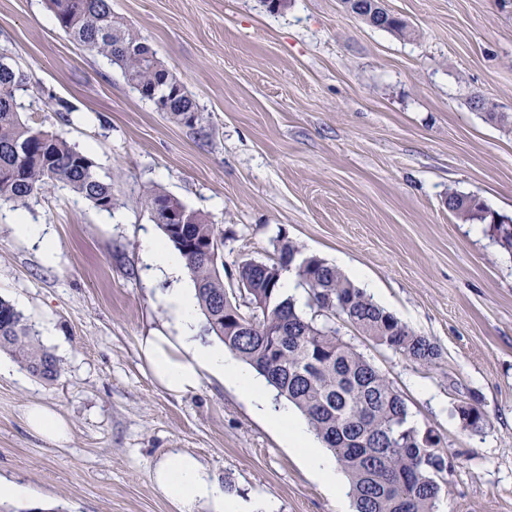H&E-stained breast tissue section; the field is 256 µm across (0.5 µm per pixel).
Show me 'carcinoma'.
Wrapping results in <instances>:
<instances>
[{
    "mask_svg": "<svg viewBox=\"0 0 512 512\" xmlns=\"http://www.w3.org/2000/svg\"><path fill=\"white\" fill-rule=\"evenodd\" d=\"M59 27L87 50L108 58L141 97L163 102L171 118L188 127L197 122L196 101L155 52L121 19L109 0H47ZM382 29L409 35L406 22L387 13ZM27 85L23 71L0 67V199L24 203L63 185L100 211L116 205L112 186L102 182L92 159L57 133L21 120L17 94ZM145 198L166 238L185 258L205 324L200 335L214 336L262 375L307 419L350 480L356 512H436L446 485L438 479L448 463L432 430L411 421L402 396L333 325L306 317L281 293V272H295L299 285L320 311L336 316L376 343L428 365L435 347L390 312L375 304L338 269L295 244L280 245L278 261L241 271L251 288L253 309L240 310L224 286V229L194 210L192 223L169 224L165 210L185 207L151 188ZM448 209L463 221L477 220L503 251L512 253V221L489 224V211L476 196L450 194ZM206 245L208 252L198 251ZM252 318L237 328L232 313ZM9 352L34 376L57 380L60 361L39 342L23 315L0 298V351Z\"/></svg>",
    "mask_w": 512,
    "mask_h": 512,
    "instance_id": "1",
    "label": "carcinoma"
}]
</instances>
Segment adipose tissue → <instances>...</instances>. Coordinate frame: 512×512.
Here are the masks:
<instances>
[{
    "label": "adipose tissue",
    "instance_id": "adipose-tissue-1",
    "mask_svg": "<svg viewBox=\"0 0 512 512\" xmlns=\"http://www.w3.org/2000/svg\"><path fill=\"white\" fill-rule=\"evenodd\" d=\"M147 250L158 273L175 282L161 296L166 323L140 343L141 356L159 386L168 393L182 395L198 389L208 376L235 386L262 409L270 426L287 438L328 491L339 494L341 485L334 465L313 445L306 427L289 408L270 407L248 369L225 357L223 346L198 338L196 299L184 285L188 277L184 257L170 251L157 238L148 239ZM26 422L31 431L53 444L61 445L68 439L67 421L48 406H30ZM155 481L179 512H199L203 507L208 512H247L238 501L225 496L223 488L193 456L179 454L161 461L155 470Z\"/></svg>",
    "mask_w": 512,
    "mask_h": 512
}]
</instances>
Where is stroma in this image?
I'll return each instance as SVG.
<instances>
[{
    "mask_svg": "<svg viewBox=\"0 0 512 512\" xmlns=\"http://www.w3.org/2000/svg\"><path fill=\"white\" fill-rule=\"evenodd\" d=\"M202 111L190 128L156 111L121 70L74 43L46 0H0V57L20 68L30 126L86 151L117 200L101 212L66 187L0 200V297L62 371L51 383L0 361V478L24 497L0 512H176L154 481L177 453L197 458L232 499L273 512H352L326 491L249 398L205 378L163 391L139 341L166 319L168 281L145 258L161 236L144 190L157 186L224 230V265L276 259L280 241L354 267L359 288L437 356L423 366L348 325L352 344L441 438L447 489L438 512H512V254L448 209L474 195L512 218V2L384 0L402 38L341 0H111ZM73 110L60 118L56 100ZM42 226L54 263L18 239ZM62 414L69 442L31 432L27 406ZM479 406L482 432L458 407Z\"/></svg>",
    "mask_w": 512,
    "mask_h": 512,
    "instance_id": "stroma-1",
    "label": "stroma"
}]
</instances>
